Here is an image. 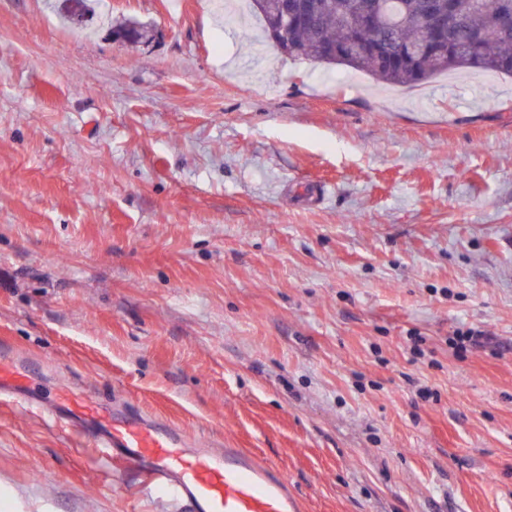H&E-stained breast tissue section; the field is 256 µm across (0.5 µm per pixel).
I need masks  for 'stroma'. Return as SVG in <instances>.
<instances>
[{"instance_id": "35a3bbf8", "label": "stroma", "mask_w": 512, "mask_h": 512, "mask_svg": "<svg viewBox=\"0 0 512 512\" xmlns=\"http://www.w3.org/2000/svg\"><path fill=\"white\" fill-rule=\"evenodd\" d=\"M228 9L0 0V347L267 460L296 512H512V78L383 87ZM0 512L175 510L0 398ZM90 0H59L58 9L65 21L82 25L91 15Z\"/></svg>"}]
</instances>
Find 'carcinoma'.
Listing matches in <instances>:
<instances>
[{
    "mask_svg": "<svg viewBox=\"0 0 512 512\" xmlns=\"http://www.w3.org/2000/svg\"><path fill=\"white\" fill-rule=\"evenodd\" d=\"M252 12L269 27L280 0H248ZM311 17L277 34L276 47L288 57L313 65L343 66L364 72L377 81L413 85L452 71L482 70L512 76V39L503 38L495 23L498 10H512V0H453L454 17L446 39L422 57L388 66L379 54L331 56L327 47L347 44L351 36L382 51L416 44L427 31L426 4L430 0H308ZM378 8L388 21L377 29H361V12ZM64 20L81 25L91 15L90 0H59ZM151 25L126 18L112 33L130 34L133 42L149 36Z\"/></svg>",
    "mask_w": 512,
    "mask_h": 512,
    "instance_id": "cac0c4a2",
    "label": "carcinoma"
}]
</instances>
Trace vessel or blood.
Masks as SVG:
<instances>
[{"label": "vessel or blood", "instance_id": "obj_1", "mask_svg": "<svg viewBox=\"0 0 512 512\" xmlns=\"http://www.w3.org/2000/svg\"><path fill=\"white\" fill-rule=\"evenodd\" d=\"M34 379L25 361L0 357L1 394L42 405ZM50 412L90 437L103 460L135 470L150 490L165 492L179 512H296L287 478L244 449L198 447L195 439L134 410L97 412L81 392Z\"/></svg>", "mask_w": 512, "mask_h": 512}]
</instances>
